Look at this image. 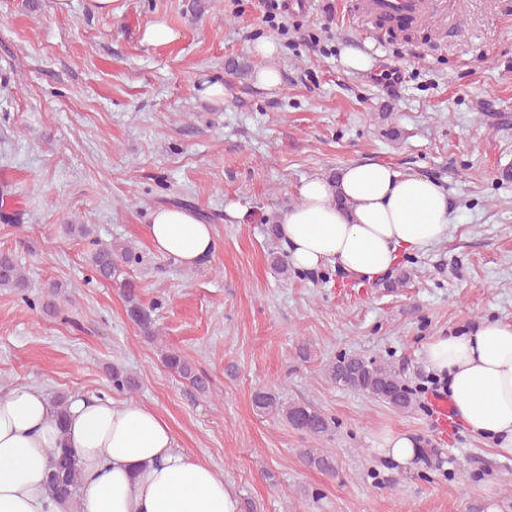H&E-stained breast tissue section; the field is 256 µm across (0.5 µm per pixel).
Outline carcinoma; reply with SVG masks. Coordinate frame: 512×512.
I'll return each instance as SVG.
<instances>
[{
	"label": "carcinoma",
	"mask_w": 512,
	"mask_h": 512,
	"mask_svg": "<svg viewBox=\"0 0 512 512\" xmlns=\"http://www.w3.org/2000/svg\"><path fill=\"white\" fill-rule=\"evenodd\" d=\"M65 231L71 236L89 240L91 249L89 262L98 279L120 284L127 304L128 316L147 335H154L151 314L140 303L136 288L127 280L119 281L122 266L140 263L132 248L116 243L101 244L91 238L87 224H68ZM0 287L13 288L24 293L30 288L27 278L15 259L9 254L0 255ZM166 366L199 393L209 391V379L176 350L164 356ZM327 376L336 385L350 387L382 401L398 411H409L415 405V393L400 374L388 364L368 360L359 354H345L331 363ZM112 386L121 391L132 392L138 387L136 378L127 371L114 367L110 372ZM256 408L267 414L281 417L293 428L313 438H320L331 429L328 416L319 408L305 402H285L271 391L259 390L254 395ZM305 461L323 471L334 470L331 455L321 449L306 448L302 452ZM48 486L51 492L69 500L74 498L79 486V471L74 455L69 448L60 449L52 464Z\"/></svg>",
	"instance_id": "obj_1"
}]
</instances>
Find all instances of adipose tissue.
Returning <instances> with one entry per match:
<instances>
[{
    "mask_svg": "<svg viewBox=\"0 0 512 512\" xmlns=\"http://www.w3.org/2000/svg\"><path fill=\"white\" fill-rule=\"evenodd\" d=\"M445 187L417 171L374 162L345 165L335 182L303 180L277 235L298 269L333 264L372 283L403 252L421 253L448 234ZM146 234L156 253L193 267L215 249L198 212L161 206ZM423 356L446 380L454 412L499 457H512V322L437 336ZM72 449L81 475L78 505L52 494L57 449ZM221 471L178 450L167 420L142 403L75 395L66 422L44 390L19 385L0 397V512H240Z\"/></svg>",
    "mask_w": 512,
    "mask_h": 512,
    "instance_id": "obj_1",
    "label": "adipose tissue"
}]
</instances>
